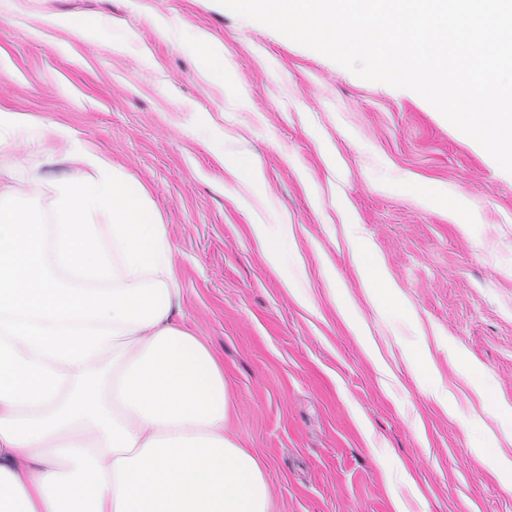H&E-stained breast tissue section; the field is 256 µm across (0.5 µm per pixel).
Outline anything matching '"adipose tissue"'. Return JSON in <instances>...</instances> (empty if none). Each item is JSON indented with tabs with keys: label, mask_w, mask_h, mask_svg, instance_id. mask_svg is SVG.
<instances>
[{
	"label": "adipose tissue",
	"mask_w": 512,
	"mask_h": 512,
	"mask_svg": "<svg viewBox=\"0 0 512 512\" xmlns=\"http://www.w3.org/2000/svg\"><path fill=\"white\" fill-rule=\"evenodd\" d=\"M22 142L49 163L77 164L33 177L54 218L56 277L106 290L161 281L170 311L150 326L113 322L118 337L87 361H51L65 376L51 402L0 400V512H270L263 469L224 433V370L175 320L174 253L142 184L69 127L0 111V151ZM353 263L379 309L399 308L366 244Z\"/></svg>",
	"instance_id": "ef3b65f1"
}]
</instances>
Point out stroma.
I'll use <instances>...</instances> for the list:
<instances>
[{
  "instance_id": "1",
  "label": "stroma",
  "mask_w": 512,
  "mask_h": 512,
  "mask_svg": "<svg viewBox=\"0 0 512 512\" xmlns=\"http://www.w3.org/2000/svg\"><path fill=\"white\" fill-rule=\"evenodd\" d=\"M98 16L73 35L67 20ZM224 46L212 80L191 43ZM0 109L55 122L146 188L182 290L179 322L224 365L228 432L273 512H512V173L416 92L359 78L216 0H9ZM250 154L257 177L226 161ZM27 145L0 182L49 212ZM457 193L456 219L403 190ZM260 224H280V265ZM372 248L402 306L376 310ZM428 348L441 395L410 354ZM479 368L500 403L482 411Z\"/></svg>"
}]
</instances>
